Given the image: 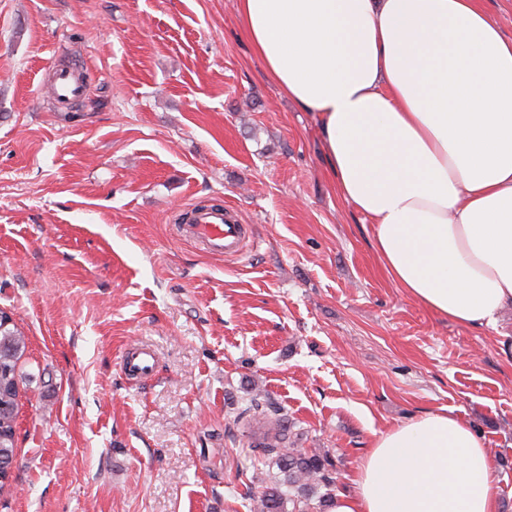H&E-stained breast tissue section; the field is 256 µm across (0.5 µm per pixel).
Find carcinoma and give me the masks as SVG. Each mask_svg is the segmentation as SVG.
<instances>
[{
	"label": "carcinoma",
	"instance_id": "carcinoma-1",
	"mask_svg": "<svg viewBox=\"0 0 512 512\" xmlns=\"http://www.w3.org/2000/svg\"><path fill=\"white\" fill-rule=\"evenodd\" d=\"M26 343L13 318L0 320V457L14 456L19 386L16 367ZM247 434L245 461L277 468L270 481L246 489L249 512H328L336 488V464L328 451L285 445L287 420L266 404L252 400L236 414Z\"/></svg>",
	"mask_w": 512,
	"mask_h": 512
}]
</instances>
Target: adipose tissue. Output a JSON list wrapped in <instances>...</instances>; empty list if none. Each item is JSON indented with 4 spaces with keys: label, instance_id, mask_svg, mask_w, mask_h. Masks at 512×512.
Masks as SVG:
<instances>
[{
    "label": "adipose tissue",
    "instance_id": "1",
    "mask_svg": "<svg viewBox=\"0 0 512 512\" xmlns=\"http://www.w3.org/2000/svg\"><path fill=\"white\" fill-rule=\"evenodd\" d=\"M255 57L315 113L391 280L462 326L512 304V38L483 0H236ZM330 512H500L453 410L376 435Z\"/></svg>",
    "mask_w": 512,
    "mask_h": 512
}]
</instances>
